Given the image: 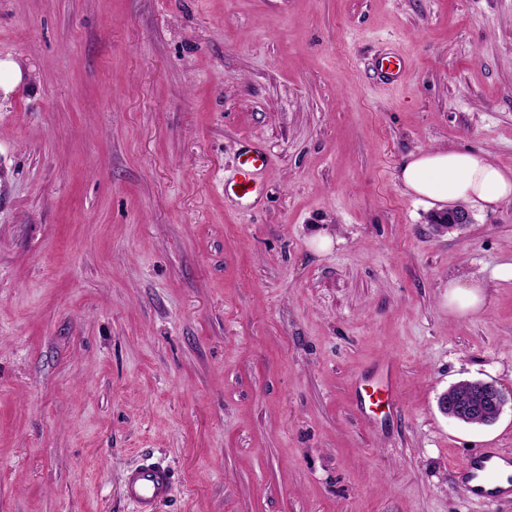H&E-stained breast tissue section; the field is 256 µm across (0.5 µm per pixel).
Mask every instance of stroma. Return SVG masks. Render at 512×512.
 <instances>
[{
    "label": "stroma",
    "mask_w": 512,
    "mask_h": 512,
    "mask_svg": "<svg viewBox=\"0 0 512 512\" xmlns=\"http://www.w3.org/2000/svg\"><path fill=\"white\" fill-rule=\"evenodd\" d=\"M5 57L0 512H133L146 459L159 512H512L454 469L512 454V200L440 232L397 180L420 149L512 168V0H0ZM468 379L510 393L493 425L440 413ZM24 75L20 65L13 59H0V92L8 96L20 83ZM272 166L271 157L262 149L246 145L239 156L236 180L230 185L233 194L239 199L258 196L263 178ZM483 281L472 275L448 280V307L462 312L478 310L483 304ZM144 461L124 476L125 497L135 512H156L172 492V474L167 466Z\"/></svg>",
    "instance_id": "1"
}]
</instances>
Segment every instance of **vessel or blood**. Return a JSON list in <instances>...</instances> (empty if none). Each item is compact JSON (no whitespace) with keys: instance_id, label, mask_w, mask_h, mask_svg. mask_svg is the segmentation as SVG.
<instances>
[{"instance_id":"obj_1","label":"vessel or blood","mask_w":512,"mask_h":512,"mask_svg":"<svg viewBox=\"0 0 512 512\" xmlns=\"http://www.w3.org/2000/svg\"><path fill=\"white\" fill-rule=\"evenodd\" d=\"M271 166V157L262 149L244 146L236 178L230 186L233 194L241 199L257 197ZM459 471L472 496L488 502L512 498V458L497 449L483 448L470 454ZM124 491L134 512H157L159 505L171 495L172 474L161 463L143 462L126 472Z\"/></svg>"}]
</instances>
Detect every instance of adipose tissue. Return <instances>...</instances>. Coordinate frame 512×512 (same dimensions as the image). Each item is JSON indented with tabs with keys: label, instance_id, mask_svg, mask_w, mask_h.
<instances>
[{
	"label": "adipose tissue",
	"instance_id": "obj_1",
	"mask_svg": "<svg viewBox=\"0 0 512 512\" xmlns=\"http://www.w3.org/2000/svg\"><path fill=\"white\" fill-rule=\"evenodd\" d=\"M398 180L440 210L464 203L483 211L512 199V170L482 152L420 150L402 165Z\"/></svg>",
	"mask_w": 512,
	"mask_h": 512
}]
</instances>
